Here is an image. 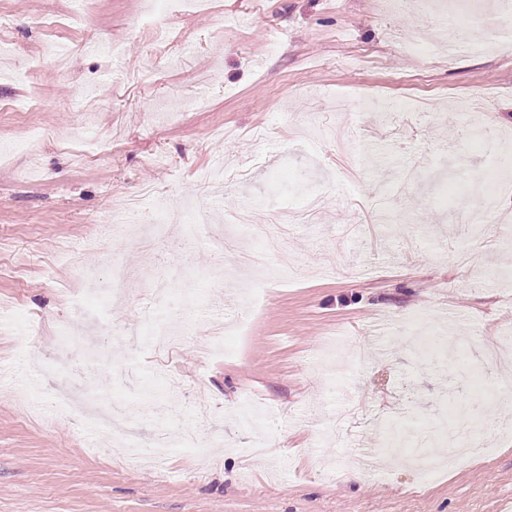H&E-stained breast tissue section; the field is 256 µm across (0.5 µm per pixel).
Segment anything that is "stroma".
I'll use <instances>...</instances> for the list:
<instances>
[{
    "mask_svg": "<svg viewBox=\"0 0 512 512\" xmlns=\"http://www.w3.org/2000/svg\"><path fill=\"white\" fill-rule=\"evenodd\" d=\"M498 3L0 0V512H512V351L480 353L512 336V227L475 235L460 217L484 195L512 212V148L486 155L512 132ZM473 87L490 96L479 142L456 108ZM415 96L424 108L375 109ZM306 181L325 203L286 249L223 217L248 207L276 232L307 208ZM138 189L139 223L160 198L218 218L150 254L138 237L89 244ZM234 234L251 267L206 242ZM113 258L134 272L107 314L132 377L97 385L133 408V435L165 434L159 465L60 410L84 396L79 373L41 371L64 356L60 324L94 335L79 272L107 279ZM160 274L171 309L195 307L162 358L138 320ZM219 323L231 352L204 356ZM245 400L267 420L242 423ZM492 415L467 459L442 463L460 418ZM187 424L207 453L182 447ZM397 425L434 456L428 474L391 461Z\"/></svg>",
    "mask_w": 512,
    "mask_h": 512,
    "instance_id": "1",
    "label": "stroma"
}]
</instances>
